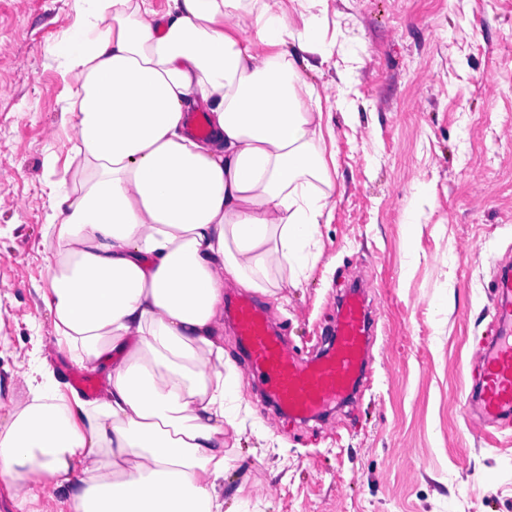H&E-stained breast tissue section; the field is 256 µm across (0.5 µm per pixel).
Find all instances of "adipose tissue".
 <instances>
[{
    "mask_svg": "<svg viewBox=\"0 0 512 512\" xmlns=\"http://www.w3.org/2000/svg\"><path fill=\"white\" fill-rule=\"evenodd\" d=\"M72 0L55 53L82 175L50 187L59 349L108 386L82 398L37 358L0 372V487L15 512H224V284L297 288L334 206L315 22L287 0ZM208 115L210 134L188 117Z\"/></svg>",
    "mask_w": 512,
    "mask_h": 512,
    "instance_id": "adipose-tissue-1",
    "label": "adipose tissue"
}]
</instances>
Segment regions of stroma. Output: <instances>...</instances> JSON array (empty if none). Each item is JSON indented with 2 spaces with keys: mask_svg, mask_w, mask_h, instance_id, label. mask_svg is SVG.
I'll list each match as a JSON object with an SVG mask.
<instances>
[{
  "mask_svg": "<svg viewBox=\"0 0 512 512\" xmlns=\"http://www.w3.org/2000/svg\"><path fill=\"white\" fill-rule=\"evenodd\" d=\"M336 101L335 208L302 287L255 293L309 358L336 300L367 281L371 370L305 421L266 406L224 333L244 421L225 427L224 512H512V427L465 416L462 373L493 325L496 262L512 263V0H312ZM71 0H0V336L72 362L35 290L47 282L49 182L77 163L60 130L72 82L54 46Z\"/></svg>",
  "mask_w": 512,
  "mask_h": 512,
  "instance_id": "1",
  "label": "stroma"
}]
</instances>
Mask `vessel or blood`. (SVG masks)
Instances as JSON below:
<instances>
[{"mask_svg": "<svg viewBox=\"0 0 512 512\" xmlns=\"http://www.w3.org/2000/svg\"><path fill=\"white\" fill-rule=\"evenodd\" d=\"M494 289L499 328L483 348L480 369L471 378L478 390L474 411L488 426L512 419V275L501 274ZM232 313L235 334L248 356V372L267 387L281 411L306 419L317 408L350 395L361 376L374 325L357 294L343 300L335 327L324 336L326 352L308 359L288 353L265 309L252 299L238 298Z\"/></svg>", "mask_w": 512, "mask_h": 512, "instance_id": "vessel-or-blood-1", "label": "vessel or blood"}]
</instances>
